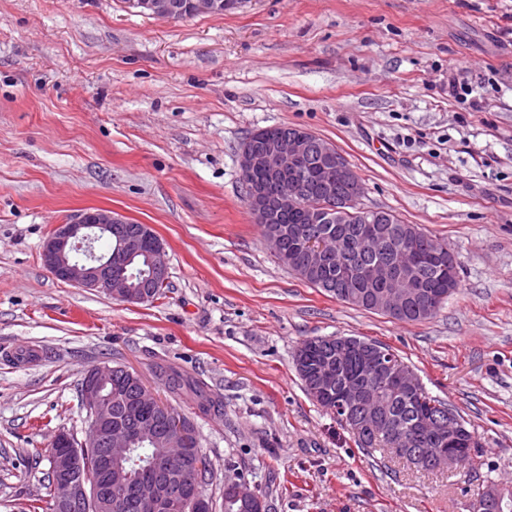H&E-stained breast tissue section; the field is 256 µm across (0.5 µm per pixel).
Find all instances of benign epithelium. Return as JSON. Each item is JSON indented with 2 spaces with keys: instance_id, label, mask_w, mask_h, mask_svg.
Returning a JSON list of instances; mask_svg holds the SVG:
<instances>
[{
  "instance_id": "1",
  "label": "benign epithelium",
  "mask_w": 512,
  "mask_h": 512,
  "mask_svg": "<svg viewBox=\"0 0 512 512\" xmlns=\"http://www.w3.org/2000/svg\"><path fill=\"white\" fill-rule=\"evenodd\" d=\"M125 7L134 13L149 15L163 20H176L179 15L171 7L170 0H128ZM312 133L299 129L286 137L270 143L263 153H256L245 146L240 149V168L243 172L263 170L283 184L275 193H268L262 185L251 189V213L257 224H272L278 214L288 207L299 205L305 198V174L302 166ZM328 163L336 166L347 184L348 203H357L364 187L346 158L335 146L322 145ZM363 222L367 224L365 240L376 246L381 233L373 212L363 210ZM125 223V219L109 210H86L71 217L64 224H57L41 246V259L48 272L56 279L89 291L104 293L115 300L147 299L145 289L135 292L125 279L127 257L143 251V244L150 247L152 279L169 276L166 249L149 225H142L140 236L125 243L121 253H96L93 243L104 232H112V226ZM336 250V236L319 235L307 242L305 261L290 260V264L304 279L316 274L325 256ZM410 252L404 248L392 264L376 263L355 268L365 281L381 286L374 293L371 303L374 309L390 317L402 313L422 296L428 309H433L439 295L431 289L415 287V281L399 275L409 265ZM354 346L348 337L336 338V355L323 357L318 366L317 394L329 396L335 372V356H340ZM359 373L344 380L343 390L336 396L338 417L351 423V433L365 439L378 436L384 430V404L372 389L392 386L411 396L417 385V376L404 365L397 366L378 345H371L358 355ZM142 398L156 407L157 413L146 414L140 404H133L127 411L124 423L112 424V394L106 392L112 385V366L97 364L88 368L80 382V401L86 410L88 426L84 439L60 430L51 440V468L56 473L50 498V512H128L130 503L126 497L128 477L113 468L112 463L125 459L134 440L153 438L163 433L167 440L176 444L187 443L188 431L184 416L170 404L156 398L137 373ZM411 434L428 438L433 447L415 455L403 448L393 449L394 454L409 461L418 469L429 467L435 471L459 468L472 453L465 440L460 421L453 412L448 416L425 414L412 429ZM105 448L100 462L103 477L89 481L77 476L82 469L87 450ZM196 470L184 463L158 458L146 468V474L135 485L137 502L153 512H166L170 501L178 495H186L192 501L195 512H208L209 505L193 479ZM224 494L230 501L247 512H265L261 493L251 490L235 479L224 481ZM468 512H512V487L489 485L482 497L470 502Z\"/></svg>"
}]
</instances>
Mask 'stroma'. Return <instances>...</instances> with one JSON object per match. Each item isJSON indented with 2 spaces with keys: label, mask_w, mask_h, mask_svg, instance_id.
I'll return each instance as SVG.
<instances>
[{
  "label": "stroma",
  "mask_w": 512,
  "mask_h": 512,
  "mask_svg": "<svg viewBox=\"0 0 512 512\" xmlns=\"http://www.w3.org/2000/svg\"><path fill=\"white\" fill-rule=\"evenodd\" d=\"M279 124L344 155L361 207L447 240L459 286L434 318L338 301L270 252L239 152ZM91 208L150 225L161 296L129 304L47 272L52 227ZM311 336L389 346L474 431L470 470L359 447L295 372ZM162 361L224 402L202 416L172 401L196 423L212 512L228 477L270 512H467L487 482L512 484V0H234L179 21L0 0V512L46 497L54 433L83 436L85 369L127 366L162 398Z\"/></svg>",
  "instance_id": "obj_1"
}]
</instances>
